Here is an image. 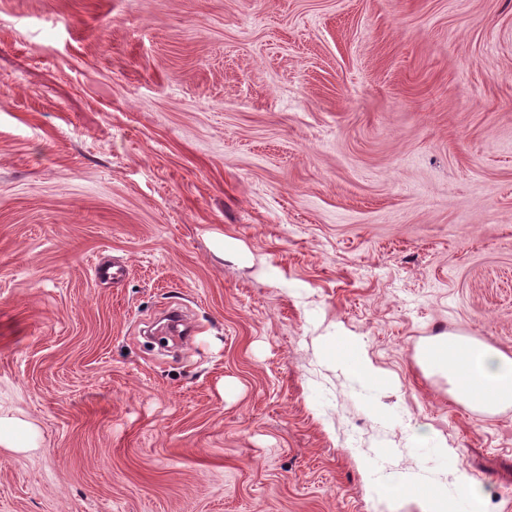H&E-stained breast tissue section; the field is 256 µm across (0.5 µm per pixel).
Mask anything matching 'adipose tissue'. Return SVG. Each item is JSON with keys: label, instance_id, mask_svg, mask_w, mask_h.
<instances>
[{"label": "adipose tissue", "instance_id": "adipose-tissue-1", "mask_svg": "<svg viewBox=\"0 0 512 512\" xmlns=\"http://www.w3.org/2000/svg\"><path fill=\"white\" fill-rule=\"evenodd\" d=\"M428 376L444 378L457 401L487 413L512 406V356L462 334L432 337L417 353ZM402 504L415 512H476L477 498L468 476L455 471L453 482L421 481L405 474L395 480Z\"/></svg>", "mask_w": 512, "mask_h": 512}]
</instances>
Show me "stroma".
<instances>
[{"label": "stroma", "mask_w": 512, "mask_h": 512, "mask_svg": "<svg viewBox=\"0 0 512 512\" xmlns=\"http://www.w3.org/2000/svg\"><path fill=\"white\" fill-rule=\"evenodd\" d=\"M444 332L512 355V0H0V512H386L417 428L512 512ZM336 360L358 381L375 388L390 385L388 377L373 365L366 352L361 349L341 357H336ZM29 427L19 421H5L0 418V444L3 442L10 447H29Z\"/></svg>", "instance_id": "1"}]
</instances>
